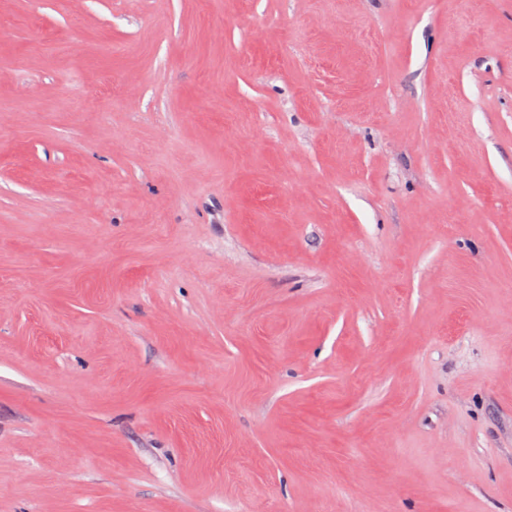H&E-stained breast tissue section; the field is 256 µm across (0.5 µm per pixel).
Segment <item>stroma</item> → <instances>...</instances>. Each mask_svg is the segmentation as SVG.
I'll return each mask as SVG.
<instances>
[{"instance_id": "35a3bbf8", "label": "stroma", "mask_w": 512, "mask_h": 512, "mask_svg": "<svg viewBox=\"0 0 512 512\" xmlns=\"http://www.w3.org/2000/svg\"><path fill=\"white\" fill-rule=\"evenodd\" d=\"M0 512H512V0H0Z\"/></svg>"}]
</instances>
